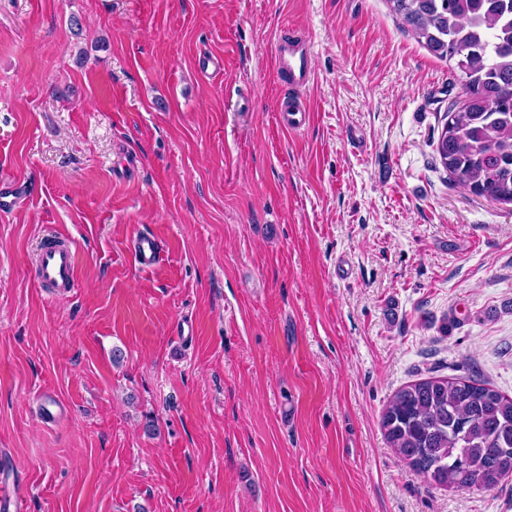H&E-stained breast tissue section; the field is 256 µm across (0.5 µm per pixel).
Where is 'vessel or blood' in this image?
I'll use <instances>...</instances> for the list:
<instances>
[{
    "label": "vessel or blood",
    "instance_id": "b4317fda",
    "mask_svg": "<svg viewBox=\"0 0 512 512\" xmlns=\"http://www.w3.org/2000/svg\"><path fill=\"white\" fill-rule=\"evenodd\" d=\"M272 53L277 71L293 91L292 96L283 97L279 103L280 122L288 130L305 126L312 117L304 95L314 78L311 40L306 35H282L276 39ZM132 249L137 263L144 268L153 266L161 257L158 239L145 232L133 237ZM36 266L42 286L68 293L77 285L76 249L71 242L45 243L38 252ZM0 512H26V495L19 485L0 486Z\"/></svg>",
    "mask_w": 512,
    "mask_h": 512
}]
</instances>
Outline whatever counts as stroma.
I'll return each instance as SVG.
<instances>
[{"label": "stroma", "mask_w": 512, "mask_h": 512, "mask_svg": "<svg viewBox=\"0 0 512 512\" xmlns=\"http://www.w3.org/2000/svg\"><path fill=\"white\" fill-rule=\"evenodd\" d=\"M288 30L314 43L296 132ZM462 94L387 0H0V189L27 188L0 210V475L28 512H512V475L428 487L380 429L428 377L512 397V204L434 152ZM53 232L70 295L36 282ZM274 64L290 89L298 92L296 98L285 95L279 103L280 122L288 131L311 121V107L303 91L314 78L312 48L309 36L290 38L280 35L273 45ZM132 249L137 263L144 268L153 266L161 258L158 239L146 232H139L133 237Z\"/></svg>", "instance_id": "35a3bbf8"}]
</instances>
